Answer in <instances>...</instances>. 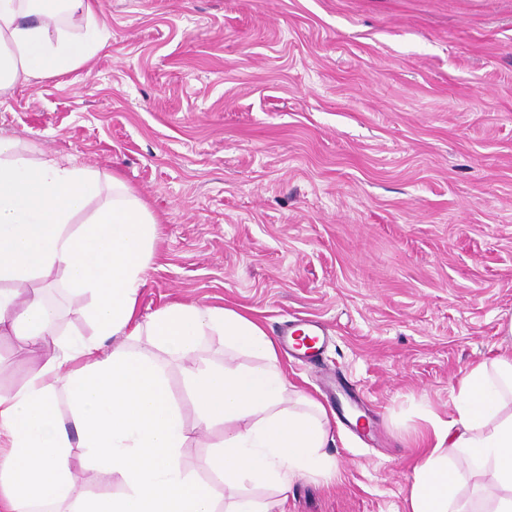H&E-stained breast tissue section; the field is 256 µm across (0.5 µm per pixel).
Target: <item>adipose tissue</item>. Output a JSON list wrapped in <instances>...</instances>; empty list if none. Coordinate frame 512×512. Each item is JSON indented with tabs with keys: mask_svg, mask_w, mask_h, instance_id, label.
<instances>
[{
	"mask_svg": "<svg viewBox=\"0 0 512 512\" xmlns=\"http://www.w3.org/2000/svg\"><path fill=\"white\" fill-rule=\"evenodd\" d=\"M83 20L79 30L62 15ZM107 46L93 0H0V95L89 63ZM158 236L147 204L120 177L69 161L29 158L0 136V335L40 343L58 312L27 283L61 271L93 338L74 333L10 396L0 397V512H269L244 486L287 497L293 480L326 469L327 412L297 410L304 396L261 322L233 307L174 303L137 315ZM223 337L252 366L185 370L195 426H223L209 481L180 464L189 438L160 355L187 358L204 337ZM455 417L414 468L407 512H455L468 471H491L512 512V358L495 357L457 379ZM118 476L120 492L80 495L73 448ZM228 490L218 505L215 488Z\"/></svg>",
	"mask_w": 512,
	"mask_h": 512,
	"instance_id": "1",
	"label": "adipose tissue"
}]
</instances>
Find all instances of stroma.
I'll return each mask as SVG.
<instances>
[{
    "label": "stroma",
    "mask_w": 512,
    "mask_h": 512,
    "mask_svg": "<svg viewBox=\"0 0 512 512\" xmlns=\"http://www.w3.org/2000/svg\"><path fill=\"white\" fill-rule=\"evenodd\" d=\"M107 49L0 96L28 156L121 177L159 221L138 311L232 306L329 340L291 384L329 476L285 512H406L460 369L512 355V0H100ZM0 337V396L69 331ZM491 472L459 512H489Z\"/></svg>",
    "instance_id": "1"
}]
</instances>
